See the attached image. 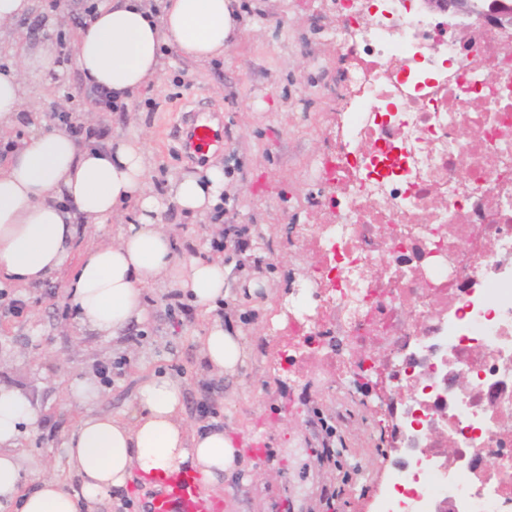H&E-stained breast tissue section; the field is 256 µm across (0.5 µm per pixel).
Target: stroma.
Masks as SVG:
<instances>
[{
	"label": "stroma",
	"mask_w": 512,
	"mask_h": 512,
	"mask_svg": "<svg viewBox=\"0 0 512 512\" xmlns=\"http://www.w3.org/2000/svg\"><path fill=\"white\" fill-rule=\"evenodd\" d=\"M237 4L242 31L222 57L194 61L170 47L161 56L159 81L144 86L123 111L100 110L75 58L58 70L24 76L25 118L0 133L1 141L29 136L30 123L48 125V112L68 95L80 120L106 127L109 137L142 142L152 163L149 185L157 193L184 174L223 165L220 213L193 220L170 206L161 222L176 237L181 260L212 257L211 240L223 237L227 295L210 312L195 306L172 314L166 289L146 287V321L112 340L78 330L72 321L64 283L78 254L48 285L20 289L21 314L0 307V385L20 389L40 420L17 452L37 462L40 476L79 490L81 479L70 472L63 448L82 417L70 379L90 378L99 393L96 410L126 419L141 384L164 376L181 386L187 429L200 428L201 409L209 407L245 451L242 468L215 486L223 512H372L395 458L380 392L352 393L347 379L318 362L287 373L280 342L270 332L290 288L314 264L291 227L310 223L324 192L315 165L334 149L333 117L346 67L333 35L336 16L327 0ZM85 5L33 0L27 15L0 27V65L21 63L38 48L56 56L61 45H74L72 19ZM189 99L215 111L223 130V148L199 160L178 153L174 137ZM231 225L245 230L250 249H237L225 236ZM215 319L252 350L237 375L212 372L201 356L198 337ZM119 358L123 369L103 378L102 369ZM253 442L264 444L263 457L247 454ZM327 445L336 450L330 463L320 459ZM325 488L334 493L327 501Z\"/></svg>",
	"instance_id": "obj_1"
}]
</instances>
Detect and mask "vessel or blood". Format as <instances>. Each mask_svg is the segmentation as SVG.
Listing matches in <instances>:
<instances>
[{"mask_svg": "<svg viewBox=\"0 0 512 512\" xmlns=\"http://www.w3.org/2000/svg\"><path fill=\"white\" fill-rule=\"evenodd\" d=\"M178 143L189 158H202L210 151L222 149L224 141L217 128L195 102H187ZM147 496L144 512H222L219 499L205 491L198 476L188 470H174L143 480Z\"/></svg>", "mask_w": 512, "mask_h": 512, "instance_id": "vessel-or-blood-1", "label": "vessel or blood"}]
</instances>
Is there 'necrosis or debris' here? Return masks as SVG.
<instances>
[{
  "label": "necrosis or debris",
  "mask_w": 512,
  "mask_h": 512,
  "mask_svg": "<svg viewBox=\"0 0 512 512\" xmlns=\"http://www.w3.org/2000/svg\"><path fill=\"white\" fill-rule=\"evenodd\" d=\"M336 3V207L298 227L319 261L288 299L289 359L392 392L375 512H512V43L476 18L462 49L417 0Z\"/></svg>",
  "instance_id": "1"
}]
</instances>
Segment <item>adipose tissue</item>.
I'll list each match as a JSON object with an SVG mask.
<instances>
[{
	"mask_svg": "<svg viewBox=\"0 0 512 512\" xmlns=\"http://www.w3.org/2000/svg\"><path fill=\"white\" fill-rule=\"evenodd\" d=\"M238 29L232 0H168L158 18L147 0H112L81 33L76 61L88 85L104 88L123 105L159 78L161 45L206 60L223 55ZM24 102L20 69H0V132L17 123ZM148 175L136 138L81 146L66 130L39 128L18 139L9 162L0 165V288L35 287L78 248L81 259L65 289L79 328L119 336L144 319L143 290L152 284L214 308L225 296L223 260L178 261L172 234L158 215L167 201L194 218L213 212L224 195V171L214 165L183 175L165 201L150 188ZM126 208L137 211V223L125 225L115 241L79 248L82 226L109 223ZM199 341L213 372L236 375L250 358L242 338L220 321L207 326ZM70 390L84 410L64 442L69 467L82 480L80 491L69 493L44 477L24 495L20 489L35 470L15 449L35 429L39 411L19 389L0 387V512H80L105 491L126 487L138 472L189 469L210 487L239 467V452L223 426L188 433L181 387L172 379L143 383L126 421L95 413L98 393L88 379H73Z\"/></svg>",
	"mask_w": 512,
	"mask_h": 512,
	"instance_id": "adipose-tissue-1",
	"label": "adipose tissue"
}]
</instances>
